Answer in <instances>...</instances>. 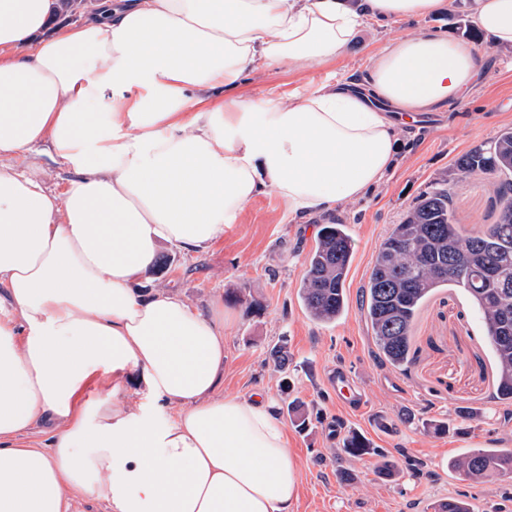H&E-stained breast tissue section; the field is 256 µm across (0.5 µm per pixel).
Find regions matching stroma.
Here are the masks:
<instances>
[{"label":"stroma","instance_id":"obj_1","mask_svg":"<svg viewBox=\"0 0 512 512\" xmlns=\"http://www.w3.org/2000/svg\"><path fill=\"white\" fill-rule=\"evenodd\" d=\"M473 9L474 0H452L449 10L435 16L386 27L367 23L344 57L301 69L274 65L248 71L238 92L254 102L271 94L305 98L323 82L365 72L372 53L390 39L416 33L466 39ZM476 46L484 65L474 89L439 111L422 113L402 130L396 167L365 199L289 222L277 194L258 196L207 249L192 254L162 249L141 287L146 295L179 292L203 310L223 298L234 314L224 336L225 394L261 390L281 400L268 351L287 338L290 395L311 418L307 429L287 427L299 466L294 512H433V504L457 496L467 497L475 512H512V475L475 482L440 468L442 461L473 448H512V405L493 398L494 353L467 294L451 284L424 300L411 329L414 355L400 370L380 360L360 306L376 251L394 225L424 192L447 179L461 154L489 145L512 126V49L483 39ZM494 182V176L475 174L449 185L454 221L465 233L483 232L494 223ZM332 223L347 225L351 235L348 311L323 324L308 316L299 288L319 227ZM338 366L360 384L363 410L337 402L329 371ZM381 417L393 422V430L378 427ZM432 420L447 422V433L428 431ZM352 431L370 441L374 454H344L342 442ZM385 458L396 466L388 481L377 475ZM342 470L352 473L351 482H340Z\"/></svg>","mask_w":512,"mask_h":512}]
</instances>
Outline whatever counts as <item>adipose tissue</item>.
Instances as JSON below:
<instances>
[{"instance_id": "ef3b65f1", "label": "adipose tissue", "mask_w": 512, "mask_h": 512, "mask_svg": "<svg viewBox=\"0 0 512 512\" xmlns=\"http://www.w3.org/2000/svg\"><path fill=\"white\" fill-rule=\"evenodd\" d=\"M66 3L0 0V512H293L274 403L218 391L223 300L137 284L263 193L292 221L364 199L400 127L464 97L483 56L401 37L362 76L246 103L245 71L340 58L364 23L449 0H119L65 25ZM474 23L512 48V0H475ZM39 145L63 192L27 165Z\"/></svg>"}]
</instances>
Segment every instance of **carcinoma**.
<instances>
[{
	"mask_svg": "<svg viewBox=\"0 0 512 512\" xmlns=\"http://www.w3.org/2000/svg\"><path fill=\"white\" fill-rule=\"evenodd\" d=\"M476 173L497 178L498 217L482 233L464 235L454 223L448 188L438 185L425 192L395 225L373 260L362 289L363 311L382 360L404 367L410 357V332L423 301L437 288L460 285L484 320L496 360L494 398L512 402V127L503 129L488 147L461 155L453 175L462 181ZM352 262L351 239L344 224H325L301 277L300 297L309 317L334 323L348 311L346 280ZM464 268L463 280L455 277ZM495 268L500 281L487 276ZM274 368L288 367V344L269 353ZM346 454L357 458L374 452L362 434L349 433ZM475 480L490 472L512 474V448H473L449 462Z\"/></svg>",
	"mask_w": 512,
	"mask_h": 512,
	"instance_id": "carcinoma-1",
	"label": "carcinoma"
}]
</instances>
